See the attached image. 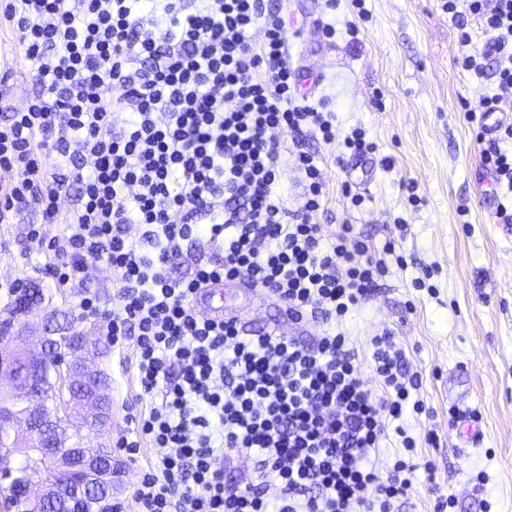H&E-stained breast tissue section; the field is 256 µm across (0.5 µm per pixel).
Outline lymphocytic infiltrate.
Wrapping results in <instances>:
<instances>
[{"mask_svg": "<svg viewBox=\"0 0 512 512\" xmlns=\"http://www.w3.org/2000/svg\"><path fill=\"white\" fill-rule=\"evenodd\" d=\"M456 19L477 14L496 61L495 110L512 98V0H445ZM34 89L0 113V223L32 209L28 242L53 252L50 276L81 286L113 271L118 309L83 294L112 346L133 343L149 412L121 446L155 460L135 490L142 512H390L417 469L416 440L379 471L370 455L421 383L391 330L374 336L375 397L346 336L333 328L368 304L388 274L354 225L325 235L321 172L303 138L338 140L330 113L294 104L286 23L270 0H0ZM291 143H284V135ZM306 192L276 203L286 167ZM207 226L210 257L190 280L171 275L184 241ZM61 225L53 233V225ZM245 280L297 315L320 318L313 346L284 321L248 332L196 303L203 288ZM246 462L236 482L225 460Z\"/></svg>", "mask_w": 512, "mask_h": 512, "instance_id": "1", "label": "lymphocytic infiltrate"}]
</instances>
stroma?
Segmentation results:
<instances>
[{
    "label": "stroma",
    "mask_w": 512,
    "mask_h": 512,
    "mask_svg": "<svg viewBox=\"0 0 512 512\" xmlns=\"http://www.w3.org/2000/svg\"><path fill=\"white\" fill-rule=\"evenodd\" d=\"M288 24V60L313 66L319 82L297 96L300 105L328 101L337 136L363 128L375 150L365 160L342 156V147L311 137L306 148L323 177L316 220L326 233L355 225L375 249L389 239L400 245L404 264L387 256L389 274L373 300L349 312L344 331L358 355V370L374 395L383 388L371 368V339L390 328L407 359L422 376L416 393L426 413L406 412L403 422L418 440L417 456L434 465L443 494L456 497L454 512H512V223L499 212L512 209V187L484 174V141L476 115L482 98L495 94L493 67L478 75L465 70L464 56L482 51L488 35L480 16L467 18L469 44L444 0H366L360 17L351 0H276ZM334 28L324 38L326 28ZM357 35H349V28ZM331 50L315 53L317 43ZM37 69L20 35L0 19V74L11 80L5 103L32 90ZM358 193L361 204L351 201ZM405 227H398L397 218ZM37 212L19 213L0 224V319L13 296L8 283L35 282L47 300L38 314L57 313L77 330L101 331L81 316L83 291L102 307L116 308L120 290L106 269L93 272L86 289L59 288L44 270L45 258L26 239ZM398 254V255H399ZM430 266L426 287L415 285ZM99 365L112 380V418L99 440L122 460L126 477L118 496L123 512H139L134 491L154 462L143 445L128 458L119 443L130 431L131 414L149 410L142 397L131 348H111ZM437 429L439 447L422 439ZM486 482H478V472Z\"/></svg>",
    "instance_id": "obj_1"
}]
</instances>
